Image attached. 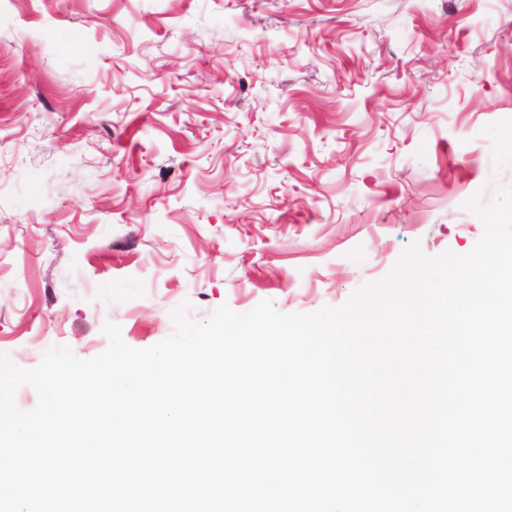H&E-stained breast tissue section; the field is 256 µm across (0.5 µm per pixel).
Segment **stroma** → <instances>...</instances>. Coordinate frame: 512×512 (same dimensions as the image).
<instances>
[{
    "mask_svg": "<svg viewBox=\"0 0 512 512\" xmlns=\"http://www.w3.org/2000/svg\"><path fill=\"white\" fill-rule=\"evenodd\" d=\"M512 0H0V353L343 305L512 188Z\"/></svg>",
    "mask_w": 512,
    "mask_h": 512,
    "instance_id": "obj_1",
    "label": "stroma"
}]
</instances>
